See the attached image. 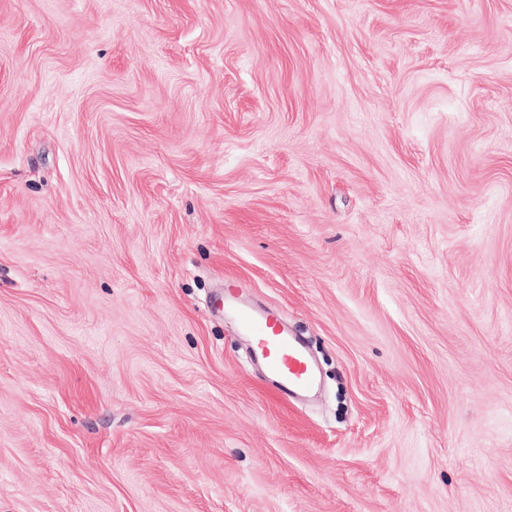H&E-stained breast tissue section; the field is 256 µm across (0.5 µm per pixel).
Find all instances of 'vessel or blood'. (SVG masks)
Wrapping results in <instances>:
<instances>
[{
  "mask_svg": "<svg viewBox=\"0 0 512 512\" xmlns=\"http://www.w3.org/2000/svg\"><path fill=\"white\" fill-rule=\"evenodd\" d=\"M238 301L234 292H225V305L237 307L243 328L253 337L258 355L278 378L282 391L292 397L310 390L315 374L301 338L289 333L275 316L238 308Z\"/></svg>",
  "mask_w": 512,
  "mask_h": 512,
  "instance_id": "vessel-or-blood-1",
  "label": "vessel or blood"
}]
</instances>
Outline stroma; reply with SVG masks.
Here are the masks:
<instances>
[{"label":"stroma","mask_w":512,"mask_h":512,"mask_svg":"<svg viewBox=\"0 0 512 512\" xmlns=\"http://www.w3.org/2000/svg\"><path fill=\"white\" fill-rule=\"evenodd\" d=\"M0 512H512V0H0ZM237 311L258 355L288 398L310 390L316 379L301 338L289 333L275 316L256 315L243 308Z\"/></svg>","instance_id":"1"}]
</instances>
